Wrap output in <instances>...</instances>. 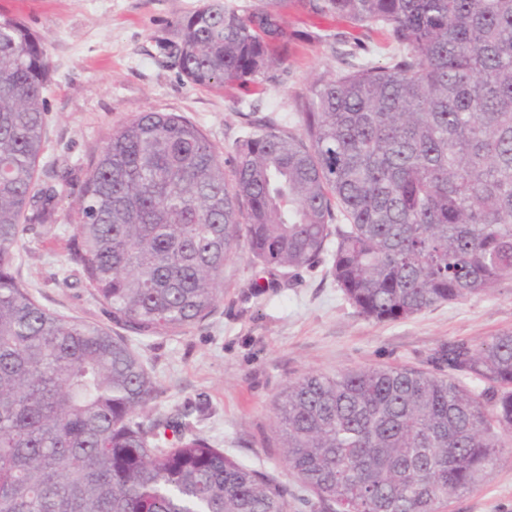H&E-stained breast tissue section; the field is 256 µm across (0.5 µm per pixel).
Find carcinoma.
Wrapping results in <instances>:
<instances>
[{"label":"carcinoma","mask_w":512,"mask_h":512,"mask_svg":"<svg viewBox=\"0 0 512 512\" xmlns=\"http://www.w3.org/2000/svg\"><path fill=\"white\" fill-rule=\"evenodd\" d=\"M280 0H203L166 57L209 87L283 63ZM388 32L387 65L346 61L294 113L236 141L142 112L114 130L78 203L68 261L112 321H206L241 253L274 275L328 262L358 313L397 322L512 279V0H302ZM43 40L0 16V512H289L288 489L192 432L144 420L159 389L125 336L66 319L15 275L42 187ZM432 369L305 374L274 401L275 446L319 512H439L512 442V332L450 342ZM483 386L477 391L465 381Z\"/></svg>","instance_id":"obj_1"}]
</instances>
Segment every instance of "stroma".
I'll return each mask as SVG.
<instances>
[{"instance_id": "35a3bbf8", "label": "stroma", "mask_w": 512, "mask_h": 512, "mask_svg": "<svg viewBox=\"0 0 512 512\" xmlns=\"http://www.w3.org/2000/svg\"><path fill=\"white\" fill-rule=\"evenodd\" d=\"M201 2L0 0V15L20 19L43 38L51 67L38 182L60 192L56 222L33 225L16 272L40 304L61 316L111 322L69 265L67 248L75 233L70 215L113 130L142 112H174L198 125L227 161L243 114L257 123L289 118L314 79L338 70L332 35L353 45L362 60L384 65L395 53L385 35L364 36L338 18L316 23L301 0H282L294 38L286 62L258 92L195 86L162 57L160 45ZM262 274L247 258L237 259L225 269L224 294L210 318L175 336H132L131 346L160 390L151 417H186L225 455L291 490L298 482L274 444L273 409L289 380L356 367L426 369L450 342L512 331V280L484 296L378 323L344 299L326 266L277 276L272 288L252 296L250 285ZM441 512H512V444L479 487L452 497Z\"/></svg>"}]
</instances>
